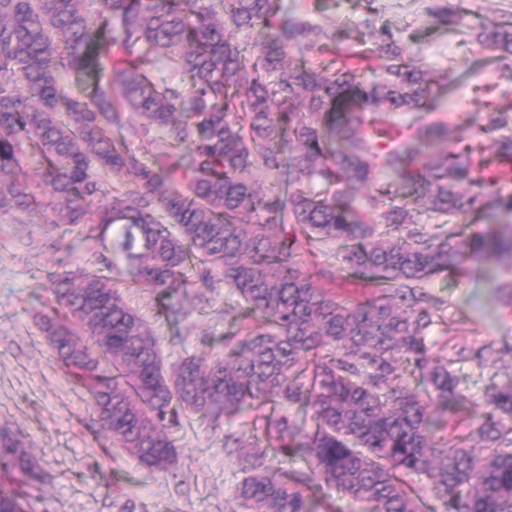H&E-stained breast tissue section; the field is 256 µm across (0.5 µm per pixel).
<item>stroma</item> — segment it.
Segmentation results:
<instances>
[{
    "instance_id": "obj_1",
    "label": "stroma",
    "mask_w": 512,
    "mask_h": 512,
    "mask_svg": "<svg viewBox=\"0 0 512 512\" xmlns=\"http://www.w3.org/2000/svg\"><path fill=\"white\" fill-rule=\"evenodd\" d=\"M440 0H282L287 13L321 25L337 20L344 47L364 50L371 38L361 22L373 14L377 30L391 31L424 58L431 70L434 110L393 112L388 125L412 137L435 121L455 124L459 115L483 117L488 110L512 112V57L479 43L483 17L512 16V0H450L466 16L458 30L437 22ZM0 211V428L15 432L42 478L18 487L29 512H240L234 488L242 472L224 447L223 431L201 422L177 432L178 465L144 476L137 460L112 447L88 395L70 382L46 343L42 317L54 296L49 275L84 266L121 279L103 259L94 238L76 242L72 261L60 263L45 225ZM504 259L482 253L462 270L434 277L428 287L444 309L447 329L428 335L435 351L453 358V371L468 397L449 413L448 432L475 425L494 374H512V307L493 289L506 277ZM206 310L186 316L157 315L147 292H125L127 303L152 324L166 357L212 360L224 350V334L236 329L241 311L227 288L205 289Z\"/></svg>"
}]
</instances>
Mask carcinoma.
<instances>
[{
	"label": "carcinoma",
	"mask_w": 512,
	"mask_h": 512,
	"mask_svg": "<svg viewBox=\"0 0 512 512\" xmlns=\"http://www.w3.org/2000/svg\"><path fill=\"white\" fill-rule=\"evenodd\" d=\"M436 14L463 25L450 5ZM363 26L377 35L369 55L343 52L337 27L287 16L280 0H0V209L39 216L56 245L103 242L118 227L115 257L161 313L217 281L242 304L224 358L168 366L108 282L81 268L52 280L48 344L101 431L146 475L176 466L171 432L184 416L215 431L252 412L251 436L224 432V447L244 451L241 512H317L304 492L315 486L372 512H512V376L492 384L478 427L449 441L445 416L467 396L453 360L427 343L448 320L426 288L484 251L512 259L511 220L474 244L461 230L488 193L512 215V194L495 189L504 174L472 177L486 147L512 157V135L501 134L512 114L461 118L451 145L442 122L416 144L374 141L366 111L423 110L431 78L371 16ZM480 41L512 57V18L482 23ZM142 43L164 50L172 78L154 79L158 60ZM288 46L310 58L285 63ZM328 53L342 61L333 71L319 62ZM71 72L91 90L62 88ZM128 111L164 145L116 140ZM420 150L432 157L423 169ZM30 158L39 182L20 178ZM407 185L445 218L434 231L396 202ZM290 232L312 259L338 243L332 258L375 295L337 299L303 271ZM294 406L303 419L288 414ZM0 472L36 480L4 435ZM0 512H25L16 491L0 487Z\"/></svg>",
	"instance_id": "carcinoma-1"
}]
</instances>
